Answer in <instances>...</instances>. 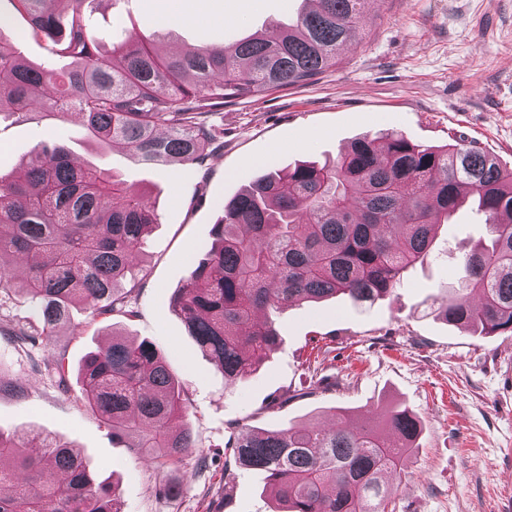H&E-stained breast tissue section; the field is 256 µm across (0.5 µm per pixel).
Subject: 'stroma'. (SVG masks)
<instances>
[{"label":"stroma","instance_id":"1","mask_svg":"<svg viewBox=\"0 0 512 512\" xmlns=\"http://www.w3.org/2000/svg\"><path fill=\"white\" fill-rule=\"evenodd\" d=\"M173 3L121 0L96 13L95 25L103 41L132 32L165 49L272 31L299 8V0H188L184 17ZM205 118L221 144L202 163L144 167L95 141L77 117L60 122L36 107L23 121L0 116V174L19 172L36 144L56 142L78 162L148 188L158 214L131 259L137 318H94L78 303L51 346L26 354L0 339V432L25 434L31 453L47 435L73 446L125 512H209L220 498L223 512H274L261 474H225L231 428L327 425L335 407L358 426L368 412L403 406L420 417L422 434L406 476L390 484V512H512V336L461 331L436 315L465 256L490 236L475 211L462 208L437 228L432 251L394 294L274 312L280 347L232 385L171 309L225 200L264 172L336 158L382 132L432 146L473 141L512 168V0H368L334 68L303 86L210 108ZM115 331L153 342L184 385L183 423L195 446L179 470L145 465L75 400L85 357ZM60 360L63 389L51 374ZM167 483L180 486L179 496L163 494Z\"/></svg>","mask_w":512,"mask_h":512}]
</instances>
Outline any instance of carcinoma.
<instances>
[{
	"instance_id": "carcinoma-1",
	"label": "carcinoma",
	"mask_w": 512,
	"mask_h": 512,
	"mask_svg": "<svg viewBox=\"0 0 512 512\" xmlns=\"http://www.w3.org/2000/svg\"><path fill=\"white\" fill-rule=\"evenodd\" d=\"M25 33L68 59L60 68L31 63L16 29L0 13V115L22 117L40 99L48 115H78L98 142L121 145L148 166L203 159L216 135L203 109L266 89L304 85L336 66L367 0H310L295 23L269 40L203 42L169 56L152 39L128 33L102 49L89 19L105 0H9ZM485 216L491 246L467 255L460 288L440 306L453 325L512 336V168L478 145L412 143L401 134L363 137L332 162H301L266 173L224 201L206 258L193 264L172 301L199 348L239 381L280 343L275 323L256 318L296 302L341 297L371 304L403 283L431 251L436 226L466 200ZM156 214L148 194L94 164L78 167L61 145H38L24 169L0 175V299L20 289L36 325L9 333L16 347L50 346L69 308L95 317L136 316L121 284L130 257ZM24 261L15 275L5 255ZM77 400L127 436L139 458L159 469L183 465L195 440L182 424L187 398L152 343L112 342L89 353ZM389 436L311 425L242 433L224 446L232 468L264 476L277 512H388L389 479L404 473L419 418L386 413ZM0 512H121L111 487L96 480L72 447L42 440L31 456L0 433Z\"/></svg>"
}]
</instances>
